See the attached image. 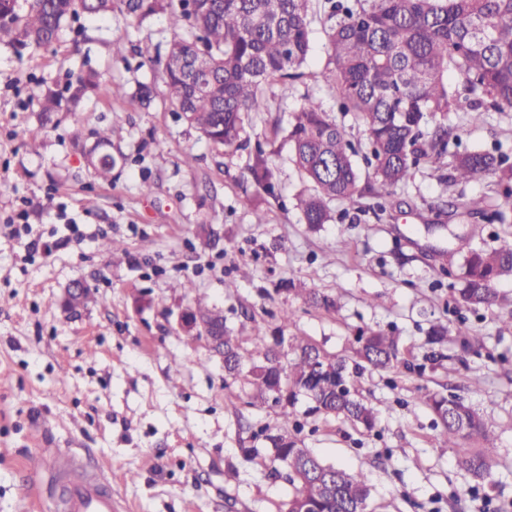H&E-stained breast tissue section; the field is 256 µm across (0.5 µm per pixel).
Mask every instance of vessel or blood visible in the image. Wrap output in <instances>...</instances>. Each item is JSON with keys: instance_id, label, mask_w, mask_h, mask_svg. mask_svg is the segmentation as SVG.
Listing matches in <instances>:
<instances>
[{"instance_id": "1", "label": "vessel or blood", "mask_w": 512, "mask_h": 512, "mask_svg": "<svg viewBox=\"0 0 512 512\" xmlns=\"http://www.w3.org/2000/svg\"><path fill=\"white\" fill-rule=\"evenodd\" d=\"M59 470L63 473L78 472L79 477L69 486L68 493L60 498V512H114L112 492L107 487V476L98 465H90L87 473H79L76 455L69 450L57 451Z\"/></svg>"}]
</instances>
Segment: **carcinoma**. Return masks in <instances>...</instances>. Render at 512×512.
<instances>
[{"instance_id":"cac0c4a2","label":"carcinoma","mask_w":512,"mask_h":512,"mask_svg":"<svg viewBox=\"0 0 512 512\" xmlns=\"http://www.w3.org/2000/svg\"><path fill=\"white\" fill-rule=\"evenodd\" d=\"M127 16L140 20L155 13L156 0H123ZM314 0H200L192 10L186 0H168L169 21L183 34L165 55L149 62L162 72L167 97L188 124L219 147H238L245 119L264 112L263 84L278 81L288 97L293 81L307 75L304 66L315 18ZM0 0V42L25 48L47 46L62 32L63 19L80 11L100 15L98 0ZM331 54L317 80L336 87L338 111L364 128L366 141L355 145L350 127L307 96L288 128L290 160L307 192L297 198L305 223L331 219L329 203H355L365 195L384 208L383 200L406 186L424 165L449 170L444 182L467 184L496 177L494 200L462 192L445 202L448 214L499 224L512 223V148L499 143L489 150L448 153L455 138L448 113L465 112L473 124L490 112H512V0H323ZM201 57L209 66L210 89L198 92L188 82L187 59ZM79 100L99 88L96 73L83 72L68 87ZM372 169L374 183L361 186L356 157ZM259 186L272 189L273 174L261 158L247 168ZM474 232L448 229V276L455 309L477 312L503 308L497 285L512 280V246L484 248ZM303 303L336 308L330 294L297 288ZM246 326L224 328V372L244 376L250 405L278 409L281 421L254 433L270 445L269 473L293 486L286 512H372L371 489L362 472L323 461L305 447L304 424L295 419L297 404L308 402L306 415L334 417L363 433L377 426V416L360 392L367 369L387 371L403 365L422 374L415 346L393 331L360 327L350 354L336 357L303 336L275 344L245 343ZM455 335L456 359L482 345L467 319L459 315L454 329L430 322L424 360L448 359L444 345ZM419 403L440 424L437 440L455 447L459 464L483 486L494 488L498 461L473 447L498 438L496 427L463 398L426 392Z\"/></svg>"}]
</instances>
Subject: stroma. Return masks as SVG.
Masks as SVG:
<instances>
[{"label":"stroma","instance_id":"35a3bbf8","mask_svg":"<svg viewBox=\"0 0 512 512\" xmlns=\"http://www.w3.org/2000/svg\"><path fill=\"white\" fill-rule=\"evenodd\" d=\"M122 7L69 17L49 47L0 43V512H55L57 449L101 456L126 512H284L293 488L268 477L265 443L252 438L274 411L243 405V384H225L222 363L179 329L178 314L200 301L228 327L305 336L339 356L360 327L420 341L430 320L455 319L440 272L448 233L425 230L451 221L431 210L444 195L441 173L415 172L385 211L360 215L336 201L328 223L305 224L287 133L305 96L337 109L335 88L311 77L330 53L322 20L312 24L307 78L286 97L264 85L267 111L250 114L242 146L218 150L143 63L175 36L168 9L130 22ZM87 70L100 75L97 95L75 112H42L47 91L64 92ZM115 84L123 100L110 99ZM143 85L151 103L139 98ZM448 122L456 151L512 144V112L479 125L453 112ZM106 127L115 133L103 183L88 154ZM259 146L274 174L269 192L247 172ZM107 239L123 251H106ZM75 282L94 299L69 310L62 299ZM302 288L332 294L336 309L304 305ZM469 320L484 344L467 368L447 360L421 376L366 373L375 432L305 420L306 447L364 472L381 512H512V318L482 310ZM429 390L459 395L502 426L493 494L435 443L433 415L417 404ZM252 447L260 454L249 461Z\"/></svg>","mask_w":512,"mask_h":512}]
</instances>
